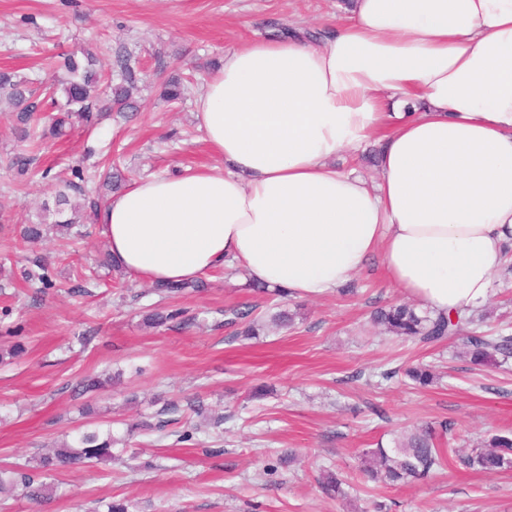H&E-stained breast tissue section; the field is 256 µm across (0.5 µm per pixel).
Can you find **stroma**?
I'll use <instances>...</instances> for the list:
<instances>
[{
  "instance_id": "stroma-1",
  "label": "stroma",
  "mask_w": 512,
  "mask_h": 512,
  "mask_svg": "<svg viewBox=\"0 0 512 512\" xmlns=\"http://www.w3.org/2000/svg\"><path fill=\"white\" fill-rule=\"evenodd\" d=\"M340 0H0V70L51 81L53 55L82 45L102 63L130 56L139 78V111L113 116L93 134L75 131L45 145L49 177L18 180L8 167L16 147L0 111V467L47 452L77 432L111 429L121 459L54 473V499L37 504L0 494V512H88L95 501L124 500L130 512H512V473L488 474L449 461L425 483L386 488L365 481L357 454L390 445L417 424L448 423L454 448L512 429V359L477 367L463 357L464 336L423 345L381 334L370 314L403 299L378 260L354 275L356 295L288 298L255 293L241 270L206 274L207 288L170 300L185 320L143 325L142 309L159 305L150 283L106 277L91 294L70 288L108 245L102 226L66 240L48 234L22 242L25 219L55 207L56 181L94 147L84 170L94 190L97 163L117 160L129 181L201 167H223L204 141L195 100L214 62L255 37L289 28L325 31ZM190 78L185 98L160 99L170 76ZM44 255L55 285L37 292L22 277L30 252ZM251 309L265 324L256 339L234 338L231 310ZM294 312L293 327L272 323ZM19 357L9 358L15 345ZM431 365L433 385H405L394 369ZM110 373L117 384L84 393L86 375ZM203 402L223 417L201 424L187 407ZM95 404L88 417L82 409ZM177 405L176 421L155 430L157 414ZM192 432L193 444L180 442ZM293 462H286V455ZM348 483V497H328L321 470Z\"/></svg>"
}]
</instances>
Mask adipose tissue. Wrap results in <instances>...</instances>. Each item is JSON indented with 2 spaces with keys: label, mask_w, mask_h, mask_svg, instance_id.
I'll list each match as a JSON object with an SVG mask.
<instances>
[{
  "label": "adipose tissue",
  "mask_w": 512,
  "mask_h": 512,
  "mask_svg": "<svg viewBox=\"0 0 512 512\" xmlns=\"http://www.w3.org/2000/svg\"><path fill=\"white\" fill-rule=\"evenodd\" d=\"M195 106L223 172L136 182L99 213L129 276L235 266L318 298L377 254L421 308L486 303L512 250V0H354L320 41L227 51ZM367 144L377 180L336 168Z\"/></svg>",
  "instance_id": "obj_1"
}]
</instances>
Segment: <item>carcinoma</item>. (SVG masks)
Listing matches in <instances>:
<instances>
[{"mask_svg":"<svg viewBox=\"0 0 512 512\" xmlns=\"http://www.w3.org/2000/svg\"><path fill=\"white\" fill-rule=\"evenodd\" d=\"M96 63L95 55L85 47L79 46L62 54L60 67L65 77L52 90L41 93L32 79L15 72L0 71V105H6L15 139L28 144L10 158V168L16 177L22 180L36 167L45 141L66 137L76 128L93 129L109 117L114 108L119 112L137 110L136 69L131 60L118 54L110 62V68L119 72L121 77V82L115 85L105 82L103 75L95 69ZM124 181L123 172L111 167L104 173L101 188L117 190ZM82 182L83 171L77 164L71 167V177L59 183L57 202L61 209L57 210L58 219L50 226L43 222H28L22 230L23 239L38 241L49 229L80 234V227L98 211V202L87 195ZM29 263L26 279L37 281L44 288L51 287L52 280L45 261L35 256ZM205 288L207 283L197 279L157 284L154 291L175 297ZM178 316L177 312L156 309L146 313L143 321L150 327H157ZM371 320L392 336L428 344L461 334L463 326L473 318L459 316L453 319L449 314L422 315L414 305L400 302L376 308ZM230 323L241 325L236 332L238 336H257L263 329V325L249 317L247 312H233ZM465 356L476 365H495L498 359L506 360L512 356V336H468ZM404 374L421 386L430 385L435 378L432 370L423 365L409 367ZM117 442L110 429L104 433L83 432L70 445L64 442L31 461L1 469L0 490L9 484L21 488L23 494L33 501H47L53 497L55 488L44 478L62 467L110 460L114 457L113 449ZM447 451L456 454L459 464L468 469L512 472V437L509 434H493L484 440L482 446L463 453L457 448L444 450L438 447L435 428L429 425L401 432L392 447L380 444L375 448L362 449L358 455L359 468L368 480L385 486L424 482L443 467ZM342 485L341 479L331 472L325 474L321 481L325 493L334 497L346 496Z\"/></svg>","mask_w":512,"mask_h":512,"instance_id":"carcinoma-1","label":"carcinoma"}]
</instances>
